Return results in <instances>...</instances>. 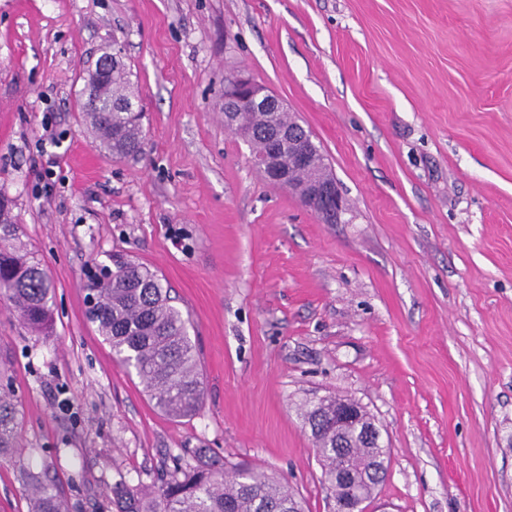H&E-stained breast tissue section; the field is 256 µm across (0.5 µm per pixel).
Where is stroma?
<instances>
[{
  "label": "stroma",
  "instance_id": "35a3bbf8",
  "mask_svg": "<svg viewBox=\"0 0 512 512\" xmlns=\"http://www.w3.org/2000/svg\"><path fill=\"white\" fill-rule=\"evenodd\" d=\"M120 49L144 152L82 120L83 69ZM242 71L310 132L342 192L325 224L224 127ZM57 140L44 141V130ZM0 194L55 293L31 333L0 301V384L28 473L117 512L210 448L330 512L299 404L361 403L387 476L368 512H512V0H0ZM120 252L188 317L204 402L174 418L86 319Z\"/></svg>",
  "mask_w": 512,
  "mask_h": 512
}]
</instances>
